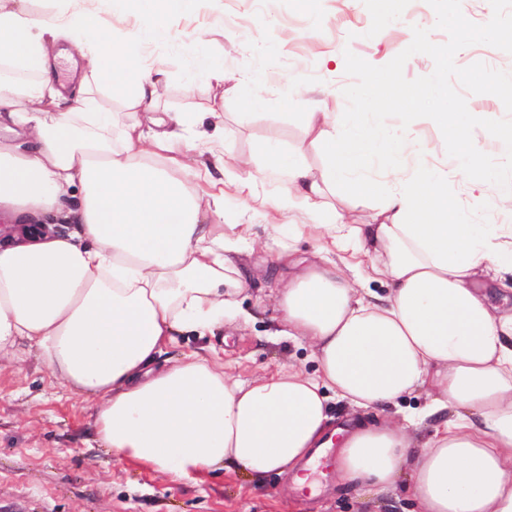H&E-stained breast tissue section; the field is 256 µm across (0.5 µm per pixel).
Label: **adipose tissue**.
I'll return each mask as SVG.
<instances>
[{
	"label": "adipose tissue",
	"instance_id": "1",
	"mask_svg": "<svg viewBox=\"0 0 512 512\" xmlns=\"http://www.w3.org/2000/svg\"><path fill=\"white\" fill-rule=\"evenodd\" d=\"M0 0V214L42 227L39 241L0 244V354L37 348L63 384L96 404V434L121 461L171 480L239 466L289 476L295 488L323 449L342 478L384 490L410 472L417 512H512V308L493 305L482 270L512 275V225L474 224L448 200L425 149L386 128L306 116L305 141L270 162L224 159L184 132L187 112L156 117L163 74L101 31L74 0ZM87 49L88 78L57 84L60 41ZM123 98L114 126L100 93ZM320 154V170L306 151ZM414 161L408 189L380 193L364 171ZM275 215L269 262L287 285L275 298L279 335L307 343L316 375L295 366L242 380L210 355L158 364L178 335H214L243 317L237 261L253 251L251 225L224 223V198H254ZM74 209L62 210L73 188ZM383 201L371 223H350L332 195ZM292 210L309 223L287 219ZM77 224L63 237L54 223ZM315 240L312 256L296 241ZM387 290L378 303L368 286ZM430 388L422 410L390 405ZM359 417L343 423L331 399ZM444 413L425 442L411 428Z\"/></svg>",
	"mask_w": 512,
	"mask_h": 512
}]
</instances>
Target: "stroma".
Here are the masks:
<instances>
[{
	"instance_id": "1",
	"label": "stroma",
	"mask_w": 512,
	"mask_h": 512,
	"mask_svg": "<svg viewBox=\"0 0 512 512\" xmlns=\"http://www.w3.org/2000/svg\"><path fill=\"white\" fill-rule=\"evenodd\" d=\"M78 8L97 13L102 29L117 40L148 48L150 65L161 68L167 83L159 109L202 115L197 131L214 134L215 124L203 115L214 102L224 104L230 131L224 158L252 157L265 141L291 149L306 135L307 113L324 109L343 114L345 72L342 50H351L372 65L390 62L412 41V29H428L433 43L448 39L436 29V14L427 0H398L395 18L373 21L372 0H193L190 8L167 16L159 32L150 14L133 10L124 0H77ZM224 64L242 82L264 78L266 104L244 116L235 91L210 82L195 70V55ZM301 90L283 98L285 81ZM407 134L423 144L431 167L444 175L449 200L468 211L476 224H511L512 209L497 208L476 198L470 183L456 177V162L446 152L438 126L429 119L413 121ZM275 185L259 181L250 206L229 197L224 221L252 225L257 244L241 255L239 268L250 287L241 307L251 321L225 322L213 336L186 334L178 339L184 352L214 349L226 370L248 379L292 364L308 373L316 365L307 346L276 335L273 305L257 308L267 293L264 258L273 239L260 198ZM96 412L53 375L42 355L26 344L0 357V512H278L292 490L283 476L255 477L233 467L181 482L116 460L95 434ZM408 478L389 490L361 494L339 474L321 477V493L298 504V512H413Z\"/></svg>"
}]
</instances>
